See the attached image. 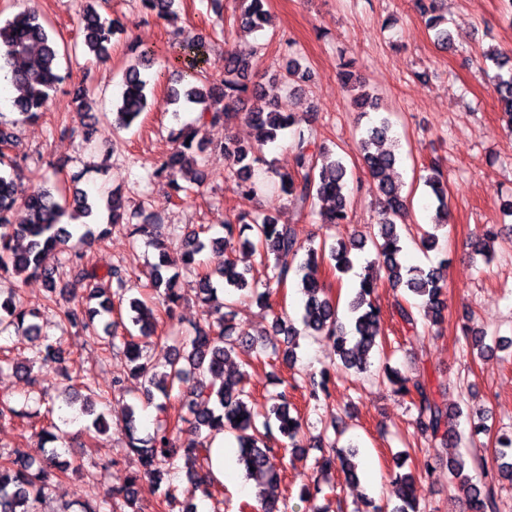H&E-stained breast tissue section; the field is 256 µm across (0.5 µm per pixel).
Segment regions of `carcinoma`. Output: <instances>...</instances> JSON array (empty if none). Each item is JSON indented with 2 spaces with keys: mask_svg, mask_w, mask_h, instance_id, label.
<instances>
[{
  "mask_svg": "<svg viewBox=\"0 0 512 512\" xmlns=\"http://www.w3.org/2000/svg\"><path fill=\"white\" fill-rule=\"evenodd\" d=\"M95 0H85L77 23L83 36L82 51L94 55L99 61L109 57L112 37L118 33L116 22L108 20L94 8ZM145 13L159 19L176 16L177 0H139ZM243 9L232 15V24L249 31L261 30L268 23L265 9L267 0H241ZM439 0H415L417 9L428 30L433 32L434 42L443 49L453 41L448 29V19L439 13ZM291 50L284 71L268 81L261 91L250 93V61L254 49L232 47L224 51V74L219 77L202 75L208 53V44L200 41L194 45L171 46L166 52L151 47L141 49L134 63L130 64L122 80V90L112 104V133L128 130L146 111L149 105L147 90L161 71L149 73V69L174 68L179 73L181 87L171 90L169 105L172 114L179 117L184 108L198 110L196 123L183 124L171 132L174 142L172 151L156 168L147 171V179H168L177 193L189 194V188L178 179L186 170L194 171L191 181L203 183L205 143L199 138V124L229 123L236 116V104L245 95L252 94L249 122L261 144L278 140L285 130H292L290 148L294 165L291 171L278 174L279 189L287 197L300 219L308 216L315 201L322 202L319 211L323 224H345L349 219L350 197L346 193L347 168L342 158L334 155L324 145L317 143L313 119L294 112H282L277 102L284 93L296 90L299 83L309 79V71L303 68L302 58ZM485 60L492 62L500 73L496 75L495 92L501 108L502 120L512 131V58L495 48L483 51ZM60 46L49 36L39 15L33 10H23L0 25V72L19 89L20 96L13 105L25 120L41 118L51 93L65 81L66 75L59 67ZM351 83L352 106L359 112L380 110L379 98L366 89V85L353 80L351 71L342 73ZM392 124L381 117L367 128L357 142L358 151L375 191L379 220L370 230L341 241L330 248L304 247L294 224H281L276 216L264 211L254 215L239 216L238 226L223 224L225 235L213 237L201 226L182 234L177 228L170 235L179 238L180 262L185 270L197 277V298L208 309L206 326L199 328L188 342L173 348V354L161 365L152 363L143 354L138 338L155 335L160 315L172 317L182 295L179 275L168 274L172 265L164 242L159 239L160 220L146 222L143 208L129 209L122 193L112 190L101 196H91L78 187L67 196L45 187L28 194L22 193L17 183V171L27 157L12 155L16 138L14 132L0 120V278L23 275L38 277L46 294L43 307L26 308L20 290H0V332L14 328L15 334L27 340L40 358L42 368L63 370L65 359L61 340L43 332L38 323L41 309H52L58 316V327L74 329L77 334H95L94 320L104 321V333L112 350L121 353L128 361L126 375L112 379L107 389L85 377L71 382L65 398L67 405H74L87 392L89 396L107 398L109 391L124 385L125 381L137 380L145 385L147 402L160 394L169 399L178 390L187 403L191 418L182 416L160 422L152 435H137L136 407H127L125 431L130 452L137 458L140 469L131 473L128 487L109 493L99 504L84 507V512H142L138 491L135 489L142 478L147 477L155 488H160L165 477L183 470L186 477L201 490L203 497L212 498L217 484L209 471L197 466V457L211 447L216 434L231 432L237 440V462L247 479L255 484L260 512H288V495L282 488L284 481L282 460L287 451L302 447V418L291 414V396L282 390L268 398L270 405L261 414L249 406L251 391L246 389L245 374L237 370H225L232 357L260 355L267 348L277 349V342H266L253 337L244 327L234 323L235 293L254 291L256 302L271 307L273 288H282L288 281L297 283L304 297L302 324L304 332L317 339L332 342L340 367L360 373L367 370L372 351L378 346L380 336V309L373 301L378 288L374 272L384 273V278L394 290H402L395 296L394 309L403 328L418 333L416 308L423 309L429 323L428 331H440L445 322L448 304L446 284L439 269H422L405 264L403 246L398 232V222L409 211L407 199L402 195L401 184L393 177L396 163L392 149L382 148L390 139ZM224 156L229 161L225 180L232 191L244 199H253L261 192L252 179V164L256 161L254 150L231 136L224 139ZM420 176L432 191L435 200L434 224L419 238V246L427 251L435 249L439 242L437 231L448 224L447 180L440 169L432 164L424 168ZM23 204L27 219L15 224L11 215L17 204ZM108 213L105 224L98 223L102 212ZM72 223H63L64 217ZM122 225L131 238L142 240L159 250L158 261L144 273V287L152 295L151 303L138 298L129 300L132 327L123 321H115L112 314L115 305L122 304L129 292L127 270L120 264L110 266L104 274L85 263L80 247H89L104 239L110 227ZM260 255V263L266 270L263 290H257L258 282L248 269L240 270L227 259L220 271L212 274L199 272L197 256L209 247L228 249L234 242ZM371 245L374 259L361 275L359 288L348 304L350 325L338 318L336 302L330 294V286L320 276L324 258L334 261L333 270L347 273L354 267L352 252ZM116 283V288L101 287L104 280ZM275 334L285 336L287 349L283 360L294 363L295 338L299 329L294 322L276 314L273 318ZM465 347L483 355L492 350L486 335L476 333L468 326L462 327ZM383 374L397 389L405 394L414 393L415 409L413 426L417 436L433 447L450 451L448 457V481L459 482L469 512H501L499 488L512 485V432L503 433L495 448L496 470L489 477L473 480L465 473V460L458 451L461 434L452 418L461 417L463 410L448 411V403L440 401L434 392L420 381L388 367ZM334 370L327 367L317 376L305 378L308 397L316 402L329 396ZM26 402L37 409H18L7 398H0V421L21 420L35 435L45 442H56L59 436L44 426H37L34 419L48 417L51 407L40 411L42 397L29 396ZM83 414L92 417L86 434L92 440L105 432V416L87 401L80 407ZM242 421H237V418ZM192 425L198 440L180 446L178 433L181 424ZM321 457L316 459L313 473L301 486L299 498L313 501L322 492L321 483L326 473L339 468L345 481H359L358 464L353 461L351 450L338 446V440L328 443L319 441ZM66 464L59 461L58 448L52 447L38 463L29 461L21 448H15L6 458H0V512H35L34 503L42 498L50 487V481L58 474L66 473ZM417 482L413 473L397 475L393 484L399 503L391 512H420L413 488Z\"/></svg>",
  "mask_w": 512,
  "mask_h": 512,
  "instance_id": "obj_1",
  "label": "carcinoma"
}]
</instances>
